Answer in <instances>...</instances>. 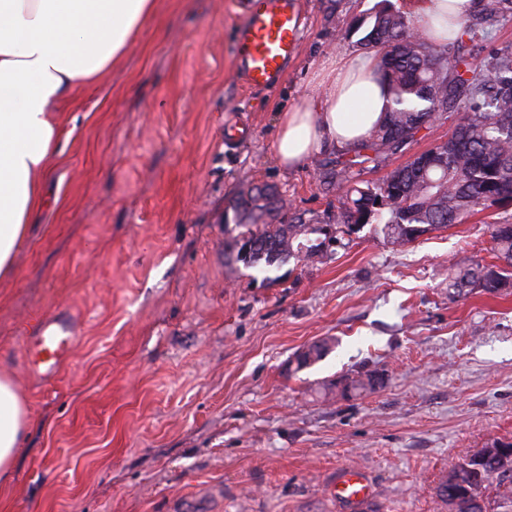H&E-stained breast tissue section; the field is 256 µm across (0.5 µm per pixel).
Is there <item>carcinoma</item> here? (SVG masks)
I'll return each mask as SVG.
<instances>
[{
    "label": "carcinoma",
    "mask_w": 512,
    "mask_h": 512,
    "mask_svg": "<svg viewBox=\"0 0 512 512\" xmlns=\"http://www.w3.org/2000/svg\"><path fill=\"white\" fill-rule=\"evenodd\" d=\"M511 21L512 0H477L476 10L457 22L455 38L442 43L389 5L374 13L360 44L374 52L392 105L369 137L331 162L325 175L327 189L340 194L335 232L381 224L392 243L406 245L465 223L482 201H512V45L487 50L494 29ZM450 112L462 117L448 134V162L428 150L418 167L408 162L377 182L353 180L352 169H376L414 142L420 121L432 126ZM233 210L241 228L234 247L251 244L249 252L237 251L247 268L268 271L321 251V227L305 223L271 185L240 192ZM490 240L498 263L452 265L450 299L475 289L499 294L512 288V224L490 225ZM330 348L323 340L297 353V368L322 360ZM438 492L448 512H512V468L500 469L494 456L479 472L452 463Z\"/></svg>",
    "instance_id": "cac0c4a2"
}]
</instances>
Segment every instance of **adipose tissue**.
<instances>
[{
	"instance_id": "adipose-tissue-1",
	"label": "adipose tissue",
	"mask_w": 512,
	"mask_h": 512,
	"mask_svg": "<svg viewBox=\"0 0 512 512\" xmlns=\"http://www.w3.org/2000/svg\"><path fill=\"white\" fill-rule=\"evenodd\" d=\"M474 0H426L413 17L440 34L448 16ZM155 0H0V278L44 205V179L59 155L63 96L92 82L134 44ZM386 85L371 55L332 62L321 95H302L282 112L277 153L294 168L328 148L350 150L383 120ZM30 418L15 383L0 376V481H9Z\"/></svg>"
}]
</instances>
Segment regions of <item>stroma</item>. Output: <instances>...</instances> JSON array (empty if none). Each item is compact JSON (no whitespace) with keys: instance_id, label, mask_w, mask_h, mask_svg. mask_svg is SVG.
<instances>
[{"instance_id":"35a3bbf8","label":"stroma","mask_w":512,"mask_h":512,"mask_svg":"<svg viewBox=\"0 0 512 512\" xmlns=\"http://www.w3.org/2000/svg\"><path fill=\"white\" fill-rule=\"evenodd\" d=\"M236 0H156L138 41L60 105L50 201L0 280V375L31 421L0 512H448L449 464L512 441V294L448 297V269L491 264L512 204L398 246L371 227L262 276L237 261L230 202L274 186L331 223L329 149L284 169L281 112L323 68L362 53L353 20L380 0H300L306 28L275 86L244 88ZM449 114L386 171L447 138ZM71 314L56 376H35L37 320ZM330 338L300 369L294 358ZM376 389L341 395L369 376ZM373 497L337 501L345 468Z\"/></svg>"}]
</instances>
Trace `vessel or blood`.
Listing matches in <instances>:
<instances>
[{
	"instance_id": "b4317fda",
	"label": "vessel or blood",
	"mask_w": 512,
	"mask_h": 512,
	"mask_svg": "<svg viewBox=\"0 0 512 512\" xmlns=\"http://www.w3.org/2000/svg\"><path fill=\"white\" fill-rule=\"evenodd\" d=\"M242 21L237 28L234 67L245 85L276 84L298 52L305 25L298 0H237ZM75 340L67 318L45 316L28 340V368L44 378L54 377ZM371 494L361 470L344 471L336 486L340 500L361 504Z\"/></svg>"
}]
</instances>
